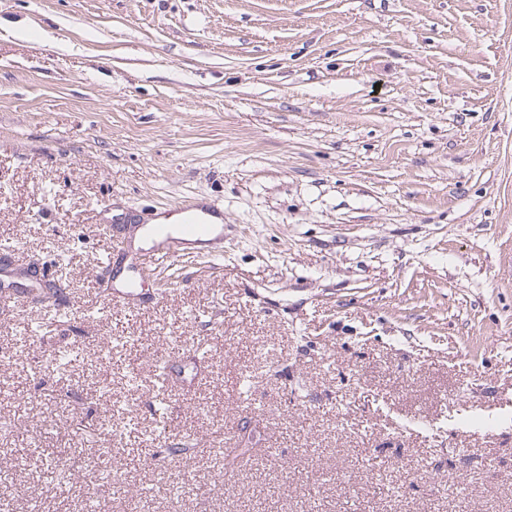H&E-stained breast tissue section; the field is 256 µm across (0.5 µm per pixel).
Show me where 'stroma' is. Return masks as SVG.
<instances>
[{
  "mask_svg": "<svg viewBox=\"0 0 512 512\" xmlns=\"http://www.w3.org/2000/svg\"><path fill=\"white\" fill-rule=\"evenodd\" d=\"M194 196L222 253L103 306L99 207ZM7 241L0 512H512V0H0ZM54 273L48 266L41 270L26 268L19 269L14 264L11 251H2L0 256V303L12 302L18 288L25 294L26 302H37L51 294L55 280Z\"/></svg>",
  "mask_w": 512,
  "mask_h": 512,
  "instance_id": "1",
  "label": "stroma"
}]
</instances>
